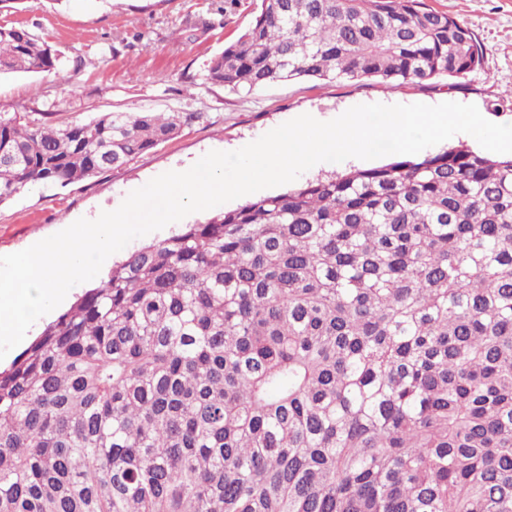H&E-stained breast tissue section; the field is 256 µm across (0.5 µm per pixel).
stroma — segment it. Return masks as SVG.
Segmentation results:
<instances>
[{
	"mask_svg": "<svg viewBox=\"0 0 512 512\" xmlns=\"http://www.w3.org/2000/svg\"><path fill=\"white\" fill-rule=\"evenodd\" d=\"M468 26L483 50L465 87L418 88L376 80L275 83L230 93L204 66L254 19L256 0H22L0 24L32 30L59 48L56 73L0 77V112L53 114L87 122L104 112H200L172 140L128 165L61 186H32L0 203V256L28 248L80 218L117 209L133 190L206 153L234 151L299 115L329 121L358 104L476 105L512 124V0H425Z\"/></svg>",
	"mask_w": 512,
	"mask_h": 512,
	"instance_id": "stroma-1",
	"label": "stroma"
}]
</instances>
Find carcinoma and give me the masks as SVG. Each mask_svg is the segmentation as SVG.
Wrapping results in <instances>:
<instances>
[{
  "label": "carcinoma",
  "instance_id": "cac0c4a2",
  "mask_svg": "<svg viewBox=\"0 0 512 512\" xmlns=\"http://www.w3.org/2000/svg\"><path fill=\"white\" fill-rule=\"evenodd\" d=\"M59 53L0 25V75ZM422 0H260L206 64L425 87L482 65ZM201 118L0 113V203ZM0 512H512V158L318 177L113 265L0 369Z\"/></svg>",
  "mask_w": 512,
  "mask_h": 512
}]
</instances>
